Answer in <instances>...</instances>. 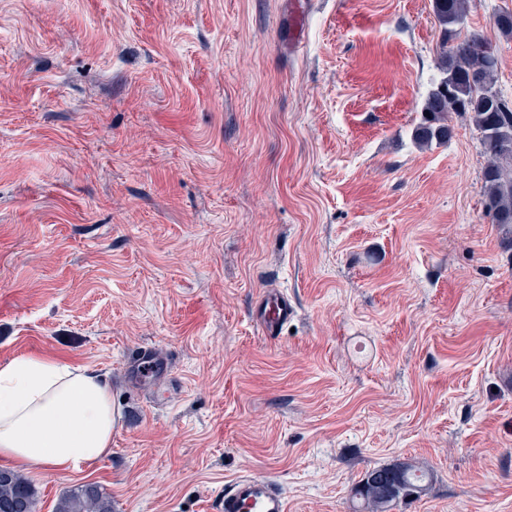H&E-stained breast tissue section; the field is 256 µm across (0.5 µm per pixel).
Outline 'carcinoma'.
<instances>
[{"label":"carcinoma","instance_id":"1","mask_svg":"<svg viewBox=\"0 0 512 512\" xmlns=\"http://www.w3.org/2000/svg\"><path fill=\"white\" fill-rule=\"evenodd\" d=\"M441 31L437 50L442 77L428 92L412 131L416 144L428 146L450 135L449 115L470 117L481 153L483 210L491 223L508 227L503 244L512 250V102L495 88L499 60L484 38L461 37L469 0H431ZM433 473L408 463L375 467L352 488L354 512H390L400 500L417 498L427 490ZM31 483L20 473L0 468V512H35ZM55 512H112V499L96 484L81 485L63 495Z\"/></svg>","mask_w":512,"mask_h":512}]
</instances>
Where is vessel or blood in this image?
<instances>
[{"label":"vessel or blood","instance_id":"obj_1","mask_svg":"<svg viewBox=\"0 0 512 512\" xmlns=\"http://www.w3.org/2000/svg\"><path fill=\"white\" fill-rule=\"evenodd\" d=\"M255 316L264 337L274 342L293 318L294 308L284 292L266 288L255 298ZM131 365L139 384L163 376L169 369L167 359L153 347L136 353ZM217 512H288V502L276 481L246 474L225 487Z\"/></svg>","mask_w":512,"mask_h":512}]
</instances>
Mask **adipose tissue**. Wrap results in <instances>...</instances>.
<instances>
[{"instance_id":"adipose-tissue-1","label":"adipose tissue","mask_w":512,"mask_h":512,"mask_svg":"<svg viewBox=\"0 0 512 512\" xmlns=\"http://www.w3.org/2000/svg\"><path fill=\"white\" fill-rule=\"evenodd\" d=\"M119 413L107 374L22 353L0 365V463L71 473L112 453Z\"/></svg>"}]
</instances>
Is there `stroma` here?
<instances>
[{"mask_svg": "<svg viewBox=\"0 0 512 512\" xmlns=\"http://www.w3.org/2000/svg\"><path fill=\"white\" fill-rule=\"evenodd\" d=\"M0 0V364L108 373L112 454L30 476L112 512H208L236 475L352 512L369 469L432 470L391 512H512V251L469 117L411 138L440 71L430 0ZM470 0L512 101V39ZM295 314L265 341L252 304ZM168 374L132 384L127 360ZM135 383L145 384L155 377H162L169 369L168 360L155 348H146L131 358ZM55 512H112V499L96 484H85L63 495Z\"/></svg>", "mask_w": 512, "mask_h": 512, "instance_id": "stroma-1", "label": "stroma"}]
</instances>
